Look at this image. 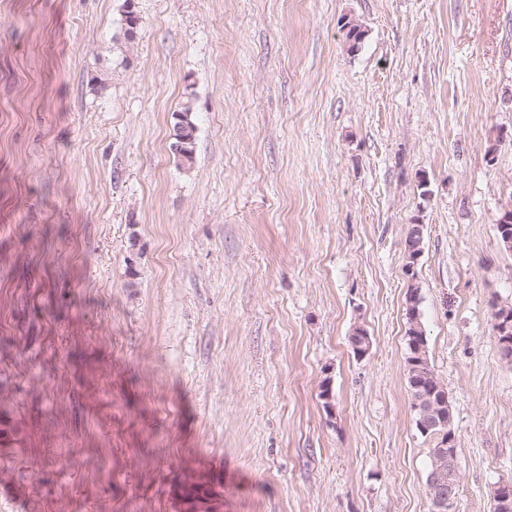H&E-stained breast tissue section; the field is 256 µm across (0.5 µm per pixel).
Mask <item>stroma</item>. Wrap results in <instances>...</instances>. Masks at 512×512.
Segmentation results:
<instances>
[{"instance_id":"35a3bbf8","label":"stroma","mask_w":512,"mask_h":512,"mask_svg":"<svg viewBox=\"0 0 512 512\" xmlns=\"http://www.w3.org/2000/svg\"><path fill=\"white\" fill-rule=\"evenodd\" d=\"M507 208L512 0H0V512H430L412 286L491 512ZM191 109L190 107H184L183 110L179 112H174L172 114L173 119V131L175 133L180 132L182 135L188 139V142L186 143V153L183 159L181 161L184 164H192L194 161L195 156V126L194 123L191 121L190 115H191ZM188 119V122L185 123V120ZM183 497L187 512H209L211 509L208 491L197 482L189 481L184 484Z\"/></svg>"}]
</instances>
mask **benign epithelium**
<instances>
[{
    "label": "benign epithelium",
    "mask_w": 512,
    "mask_h": 512,
    "mask_svg": "<svg viewBox=\"0 0 512 512\" xmlns=\"http://www.w3.org/2000/svg\"><path fill=\"white\" fill-rule=\"evenodd\" d=\"M351 337L353 352L358 356L365 355L370 347L368 333L363 328L357 327ZM412 395L414 409L420 416L419 428L422 433L426 436H437L444 439V442L436 448L439 457L455 455V451L449 449V445L454 443V433L449 431L452 420L448 413V391L445 385L433 376L429 382L415 385ZM459 480L460 472L457 466L446 473L438 467L434 468L430 473L429 481L433 485L440 486L441 492L431 498L432 512H453L455 510L457 500L455 491ZM495 491L494 508L499 510L507 507L508 501L512 499V484L500 483Z\"/></svg>",
    "instance_id": "1"
}]
</instances>
